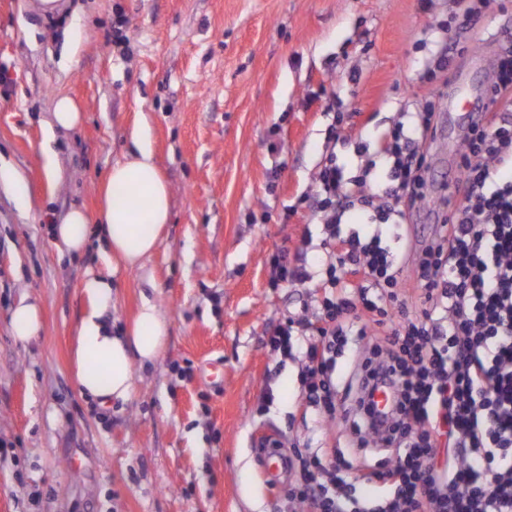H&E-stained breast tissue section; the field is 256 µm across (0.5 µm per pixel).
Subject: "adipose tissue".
Wrapping results in <instances>:
<instances>
[{
	"mask_svg": "<svg viewBox=\"0 0 512 512\" xmlns=\"http://www.w3.org/2000/svg\"><path fill=\"white\" fill-rule=\"evenodd\" d=\"M131 141L133 150L114 162L100 186L103 203L96 218L75 207L55 228L57 240L71 252L85 247L89 222H96L101 233L104 270L90 275L83 286L89 307L76 330L73 367L79 392L103 405L130 398L136 366L159 358L167 334L163 314L148 301L130 327L114 328L108 317L113 273L140 267L155 251L170 218V189L155 164L145 128H135Z\"/></svg>",
	"mask_w": 512,
	"mask_h": 512,
	"instance_id": "ef3b65f1",
	"label": "adipose tissue"
}]
</instances>
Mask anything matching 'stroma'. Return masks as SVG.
Returning <instances> with one entry per match:
<instances>
[{"label": "stroma", "instance_id": "1", "mask_svg": "<svg viewBox=\"0 0 512 512\" xmlns=\"http://www.w3.org/2000/svg\"><path fill=\"white\" fill-rule=\"evenodd\" d=\"M502 40L512 0H488L467 26L456 0H68L54 14L0 0V512H279L257 427L300 449L338 431L299 404L301 348L281 361L264 343L313 299L272 287L271 259L304 246L321 271L322 227L305 217L327 134L343 137L336 163L351 177L402 107L439 112L434 189L407 229L422 236L444 201L461 202L446 184L467 122L448 103L482 92ZM444 42L458 53L443 72ZM61 95L83 121L51 135ZM139 122L171 215L143 267L113 276L112 323L147 299L168 336L131 398L102 407L71 374L100 258L64 254L51 227L76 206L95 213ZM25 298L42 328L20 342L11 312Z\"/></svg>", "mask_w": 512, "mask_h": 512}]
</instances>
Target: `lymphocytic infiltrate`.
I'll return each instance as SVG.
<instances>
[{"instance_id":"obj_1","label":"lymphocytic infiltrate","mask_w":512,"mask_h":512,"mask_svg":"<svg viewBox=\"0 0 512 512\" xmlns=\"http://www.w3.org/2000/svg\"><path fill=\"white\" fill-rule=\"evenodd\" d=\"M490 85L502 110H478L459 163L463 202L414 247L416 300L400 291V269L381 227L406 224L431 185L425 150L435 112L396 125L378 141L389 180L346 178L335 160L321 168L312 209L325 213L331 262L315 317L294 315L268 339L288 355L293 338L310 343L302 399L328 418L342 416L357 437L354 460L293 451L298 478L288 491L299 512H345L342 473L370 469L392 493L381 512H512V43L496 54ZM359 214L365 236L340 230ZM355 369L334 379L336 357ZM393 394L379 417L371 397ZM448 437L447 473L431 467L437 435Z\"/></svg>"}]
</instances>
